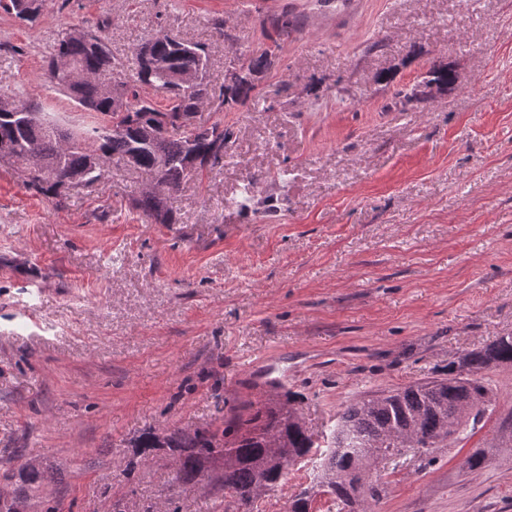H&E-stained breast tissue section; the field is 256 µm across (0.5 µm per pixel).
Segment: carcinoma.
Here are the masks:
<instances>
[{"label": "carcinoma", "instance_id": "obj_1", "mask_svg": "<svg viewBox=\"0 0 512 512\" xmlns=\"http://www.w3.org/2000/svg\"><path fill=\"white\" fill-rule=\"evenodd\" d=\"M175 37L159 30L134 54L130 81L123 93L130 107L120 111L104 88L112 85L114 70L125 65L112 57L99 31L74 27L64 32L49 51L45 79L97 121L76 129L53 123L58 116L51 108L30 98L11 94L28 112H42L49 124L37 119L0 116V161L11 164L23 176L26 153L38 149V161L46 178L24 186L61 206L68 200L69 187L51 179L64 171L75 179L73 187L102 183L113 161L126 162L135 156L132 169L145 176L137 207L161 224L177 219L168 206L171 193L189 178L224 160V146L232 133L219 119L211 125L195 123L207 100L218 99L215 111L243 104L257 92L259 82L270 68L272 50L241 59L245 74L231 70L224 85L215 92L209 84L188 86L181 75L208 63L204 45L192 44L193 51L174 49ZM454 82L451 69L438 67L429 72L424 86ZM153 88L166 94L168 104L160 109L141 94ZM181 116L185 124L167 136L155 131L161 117ZM512 365V336H499L481 349L462 353L448 363V369L429 380L383 390L353 400L339 414L326 439L320 440L306 427L290 398L274 393L257 405H248L221 432L199 428L192 432L178 428L150 429L142 433L135 447L151 450L168 448L177 453L174 482L194 486L208 474L207 464L224 460L217 482L224 488V512H248V507L282 485L288 470L319 459L310 483L325 480L329 497L342 505L343 512H372L371 502L379 500V486L369 483L362 491L355 476L377 469L381 460L399 464L403 454L393 451L446 448L468 435V425L479 423L495 410L492 390L484 373ZM488 462L487 454L476 450L462 462L465 471L476 474ZM18 484L10 493L0 492V512H18L17 506L30 500V489L41 479L38 468L18 474L5 473L3 480Z\"/></svg>", "mask_w": 512, "mask_h": 512}]
</instances>
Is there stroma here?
<instances>
[{"mask_svg":"<svg viewBox=\"0 0 512 512\" xmlns=\"http://www.w3.org/2000/svg\"><path fill=\"white\" fill-rule=\"evenodd\" d=\"M104 20L126 64L160 28L204 44L216 87L274 54L249 103L198 112L233 136L171 198L177 223L136 209L124 165L59 209L0 162V473L36 462L41 512H139L174 465L161 448L129 468L135 439L223 429L266 367L319 435L360 395L512 336V0H45L31 25L0 9V92L83 124L42 75L60 32ZM438 64L454 88L412 98ZM485 380L494 413L380 465L374 512H512V366ZM311 472L254 512H287Z\"/></svg>","mask_w":512,"mask_h":512,"instance_id":"35a3bbf8","label":"stroma"}]
</instances>
